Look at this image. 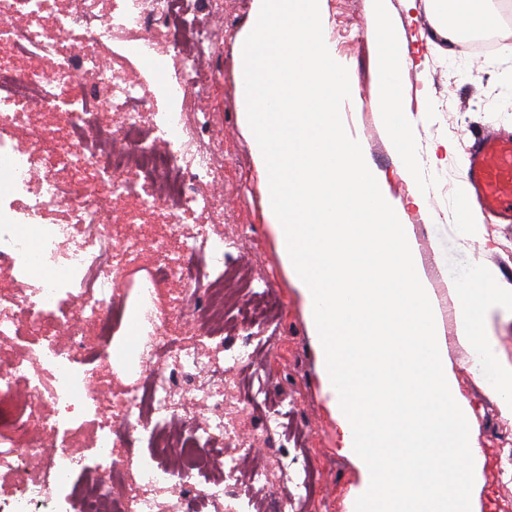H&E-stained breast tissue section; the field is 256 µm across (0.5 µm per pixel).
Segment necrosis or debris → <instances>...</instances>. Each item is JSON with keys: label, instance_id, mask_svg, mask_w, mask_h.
I'll return each mask as SVG.
<instances>
[{"label": "necrosis or debris", "instance_id": "obj_1", "mask_svg": "<svg viewBox=\"0 0 512 512\" xmlns=\"http://www.w3.org/2000/svg\"><path fill=\"white\" fill-rule=\"evenodd\" d=\"M179 17L192 35L189 51L176 53L178 87L204 88L200 61L213 52L189 0H0V154L9 159L0 178V267L37 283L29 294L0 295V471L20 476L21 487L7 512H64L61 502L78 497L82 512H189L194 477L208 479L209 494L224 512H242V482L267 485L268 469H247L250 443L229 412L238 397L213 392L205 379L217 365L243 368L255 349L252 330L276 321L278 302L248 295L228 306L224 295L231 240L196 225L192 235L151 239L158 281L178 285L179 317L196 323L195 336L170 343L157 328L154 354L166 370L142 369L136 393L113 395L118 416L103 412L94 388L98 367L109 356L123 302L112 284L120 272L109 250L124 237L127 253L142 235L124 236L128 224L157 213L169 223L188 215H215L218 197L214 146L207 113L151 112L142 84L125 58L105 56L114 32L138 38L166 29ZM35 56L43 65L21 74L14 61ZM58 115L54 128H30L31 108ZM114 124H104L102 113ZM29 127V145L15 146L6 131ZM123 208H116V201ZM67 221L51 224L38 245L20 230L55 210ZM64 264L65 277L53 270ZM41 344L16 351L19 337ZM49 370L51 388L40 372ZM209 404L203 417L186 416L191 401ZM92 420L97 432L89 458L76 456L79 425ZM228 447L222 474H214L213 442ZM146 445L152 462L142 475L148 486L170 489L164 501L132 495V466L116 455L119 446ZM84 471L78 484L70 478Z\"/></svg>", "mask_w": 512, "mask_h": 512}]
</instances>
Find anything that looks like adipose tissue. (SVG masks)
<instances>
[{
  "mask_svg": "<svg viewBox=\"0 0 512 512\" xmlns=\"http://www.w3.org/2000/svg\"><path fill=\"white\" fill-rule=\"evenodd\" d=\"M431 15L436 31L454 43L492 26L497 10L494 0H431ZM449 288L461 299L458 334L471 345L479 363L493 367L489 392L502 416L512 420V363L501 359L494 332L495 320L512 311V284L482 265L468 282H453Z\"/></svg>",
  "mask_w": 512,
  "mask_h": 512,
  "instance_id": "1",
  "label": "adipose tissue"
}]
</instances>
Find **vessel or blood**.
Wrapping results in <instances>:
<instances>
[{
	"mask_svg": "<svg viewBox=\"0 0 512 512\" xmlns=\"http://www.w3.org/2000/svg\"><path fill=\"white\" fill-rule=\"evenodd\" d=\"M467 182L496 223L512 224V132L474 134Z\"/></svg>",
	"mask_w": 512,
	"mask_h": 512,
	"instance_id": "obj_1",
	"label": "vessel or blood"
}]
</instances>
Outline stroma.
Listing matches in <instances>:
<instances>
[{
    "mask_svg": "<svg viewBox=\"0 0 512 512\" xmlns=\"http://www.w3.org/2000/svg\"><path fill=\"white\" fill-rule=\"evenodd\" d=\"M395 31L410 51L415 66L402 77L403 104L411 117L420 156H429L440 142H448L447 158L426 169L439 177L429 191L426 208L407 206L403 221L409 224L420 272L432 290L435 313L454 365L457 388L469 405L484 464L476 485L474 512H502L512 501V471L497 473L500 458L512 454L505 440L512 435V421L501 416L488 392L492 373L474 360L469 347L456 333L459 297L447 288L448 280L467 281L476 263L497 269L512 282V225L484 221L470 237H463L456 221L458 183L469 164L472 134L481 130H512V26L502 27V48L495 55H477L463 43H449L431 21L428 0H415L406 10L404 0H385ZM252 0H224V20L215 32L218 48L202 67L210 76L205 93L186 89L179 105L192 112L210 113V139L224 180L223 218L211 222L214 232H232L249 225L246 238L231 250L232 263L259 289L282 306V317L264 329L255 366L245 378L233 420L245 435L256 432L264 410L288 406L287 429L295 442L285 450L257 440L251 462L275 466L278 454L305 460L312 475L311 489L302 512H347L346 502L359 484V473L349 458L339 453L336 426L322 394L318 360L307 331L306 308L278 253L273 232L263 214L262 195L251 145L240 125L242 104L236 82L237 43L251 14ZM325 34L336 48L355 91V105L345 121L362 141L375 168L387 177L393 197L407 198L409 186L396 172L391 142L379 114L378 53L369 31L375 21L373 0H325ZM154 264L150 245L125 257V277L114 284L127 304L128 318L114 338V347L137 334L142 350L134 360H106L100 386L106 393H127L137 388V364L155 341L156 310L165 305L163 293L151 284ZM266 394L265 409L249 403L250 386Z\"/></svg>",
    "mask_w": 512,
    "mask_h": 512,
    "instance_id": "obj_1",
    "label": "stroma"
}]
</instances>
